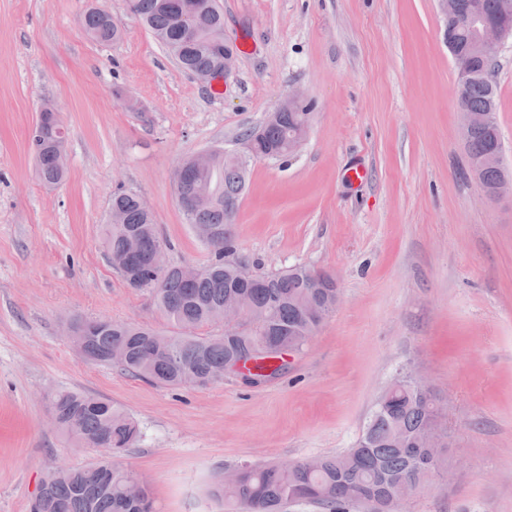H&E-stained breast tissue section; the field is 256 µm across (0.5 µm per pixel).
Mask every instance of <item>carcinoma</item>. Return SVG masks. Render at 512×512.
Returning <instances> with one entry per match:
<instances>
[{
  "label": "carcinoma",
  "instance_id": "1",
  "mask_svg": "<svg viewBox=\"0 0 512 512\" xmlns=\"http://www.w3.org/2000/svg\"><path fill=\"white\" fill-rule=\"evenodd\" d=\"M131 11L153 32L171 54L180 55L183 72L219 78L224 51V12L218 0H130ZM84 33L99 43L121 37L107 14L89 8L80 18ZM462 104L472 111L489 112V122L473 129L464 144L467 158L485 152L501 138L497 124L498 90L492 81L474 80L464 88ZM307 119L305 112H284L262 131L243 134L252 141L255 158L272 151H287L288 138ZM65 143L61 127L34 126L30 149L38 176L47 188L60 184L66 167L59 164L57 147ZM215 171H200L187 189L199 182L212 185L213 194L199 199L186 215L193 228L206 226L215 231L206 240L211 258L200 266V275L185 282L178 268L155 272L148 258L164 241L154 215L143 210L138 194L119 190L112 195V220L105 225L104 244L114 260L135 259L140 291L147 293L172 330L158 331L132 323L108 321L86 338L83 352L96 364H110L112 348L122 346L128 357L117 368L126 374L159 386L179 388L192 380L203 387L224 371V361L234 355L257 361L266 369L265 359L280 361L275 372L285 366L288 348L299 342L290 329L305 328L298 299L307 291L309 280L304 267L272 274L243 289L250 301L248 323L251 335L202 336L197 330L217 323L224 299L237 282V269L226 256L237 252L233 222L226 206L241 200L246 187V168L232 155L214 149ZM507 174L504 168L482 172L480 182L494 189ZM261 337L271 344L267 350H252V341ZM389 405L371 413L363 430L367 447L318 459L313 466L302 461L285 465L256 464L245 467L236 481L219 482L215 495L224 499L231 512H284L291 503L310 497L323 512H347L353 504H365L370 512H394V487L426 481L425 475L439 467L448 468V457L429 453L415 456L395 448L396 432L414 436L430 425L437 410L423 405L407 384H397L386 392ZM57 417V431L81 448L99 451L103 458L86 468L51 473L30 512H156L147 484L134 472L112 464V457L132 447L140 437L137 422L123 409L85 392L58 390L50 397ZM139 483V493L130 494V485Z\"/></svg>",
  "mask_w": 512,
  "mask_h": 512
}]
</instances>
